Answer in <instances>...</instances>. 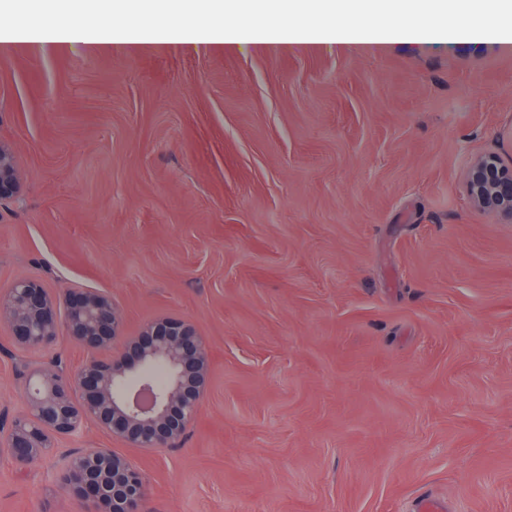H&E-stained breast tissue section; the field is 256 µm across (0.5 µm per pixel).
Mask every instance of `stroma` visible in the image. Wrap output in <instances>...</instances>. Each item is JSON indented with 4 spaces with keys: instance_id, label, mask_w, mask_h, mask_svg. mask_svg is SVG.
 I'll use <instances>...</instances> for the list:
<instances>
[{
    "instance_id": "stroma-1",
    "label": "stroma",
    "mask_w": 512,
    "mask_h": 512,
    "mask_svg": "<svg viewBox=\"0 0 512 512\" xmlns=\"http://www.w3.org/2000/svg\"><path fill=\"white\" fill-rule=\"evenodd\" d=\"M0 289L110 292L126 335L189 319L209 387L176 448H129L148 512H512V222L473 158L512 162V52L438 37L385 54L0 56ZM0 327V423L31 365ZM18 466L0 512H73ZM21 191L18 160L13 147L0 141V202L16 197ZM471 204L484 211L507 217L512 222V165L494 153L478 156L466 175Z\"/></svg>"
}]
</instances>
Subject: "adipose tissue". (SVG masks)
<instances>
[{
  "instance_id": "adipose-tissue-1",
  "label": "adipose tissue",
  "mask_w": 512,
  "mask_h": 512,
  "mask_svg": "<svg viewBox=\"0 0 512 512\" xmlns=\"http://www.w3.org/2000/svg\"><path fill=\"white\" fill-rule=\"evenodd\" d=\"M93 9L58 10L36 27L0 29V53L65 52L81 45L90 55L188 49L199 54L252 48L273 54L288 48L324 46L342 54L372 49L383 53L402 42L424 43L435 32L430 19L447 11L446 28L457 42L481 34L492 49H512V23L474 26L475 8L491 10L498 0H235V21L224 16V0H120L123 22H112L113 0H94ZM264 9L276 20L260 26L249 17ZM322 12L326 25L308 18Z\"/></svg>"
}]
</instances>
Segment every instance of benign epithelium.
<instances>
[{
	"mask_svg": "<svg viewBox=\"0 0 512 512\" xmlns=\"http://www.w3.org/2000/svg\"><path fill=\"white\" fill-rule=\"evenodd\" d=\"M466 189L475 208L512 221L511 164L494 153L478 156ZM20 191L15 150L0 141V202ZM0 324L21 352L48 348L63 331L90 350L74 371L36 365L27 373L23 410L0 424V449L17 464L48 455L89 423L128 448H175L205 397L209 350L186 319L160 317L126 336L110 294L77 286L53 291L25 277L0 290ZM56 480L75 495L76 512H143L142 474L110 448L74 451Z\"/></svg>",
	"mask_w": 512,
	"mask_h": 512,
	"instance_id": "obj_1",
	"label": "benign epithelium"
}]
</instances>
